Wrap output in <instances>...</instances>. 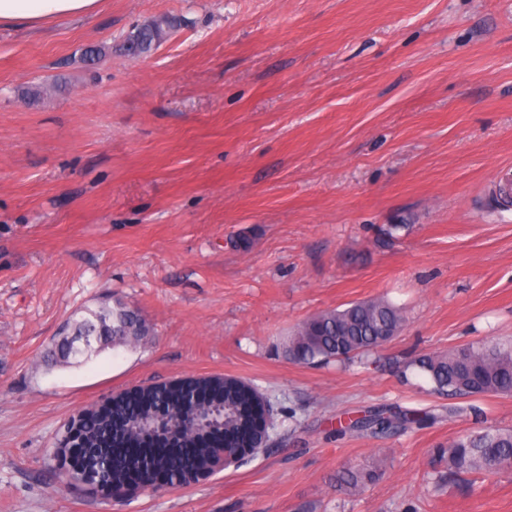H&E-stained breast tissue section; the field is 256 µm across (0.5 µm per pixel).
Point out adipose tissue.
<instances>
[{"instance_id":"adipose-tissue-1","label":"adipose tissue","mask_w":512,"mask_h":512,"mask_svg":"<svg viewBox=\"0 0 512 512\" xmlns=\"http://www.w3.org/2000/svg\"><path fill=\"white\" fill-rule=\"evenodd\" d=\"M99 0H0V27L18 23L37 27L61 18H79L98 7Z\"/></svg>"}]
</instances>
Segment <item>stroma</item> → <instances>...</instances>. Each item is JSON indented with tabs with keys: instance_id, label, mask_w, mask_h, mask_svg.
Segmentation results:
<instances>
[{
	"instance_id": "obj_1",
	"label": "stroma",
	"mask_w": 512,
	"mask_h": 512,
	"mask_svg": "<svg viewBox=\"0 0 512 512\" xmlns=\"http://www.w3.org/2000/svg\"><path fill=\"white\" fill-rule=\"evenodd\" d=\"M151 55L118 45L151 17ZM105 48L95 70L80 59ZM61 84L30 102L23 87ZM512 0H100L45 32L0 29V512H512V469L435 490L437 448L512 428V394L411 432L339 437L337 415L448 405L416 354L512 337ZM247 236L248 249L235 248ZM115 296L154 327L80 366L43 352ZM386 297L406 324L375 361L300 365L311 316ZM233 375L269 401L238 466L122 500L53 458L79 410ZM383 459L352 497L334 475ZM134 27L120 43V50L131 59L147 55L167 41L176 32L178 21L166 15Z\"/></svg>"
}]
</instances>
